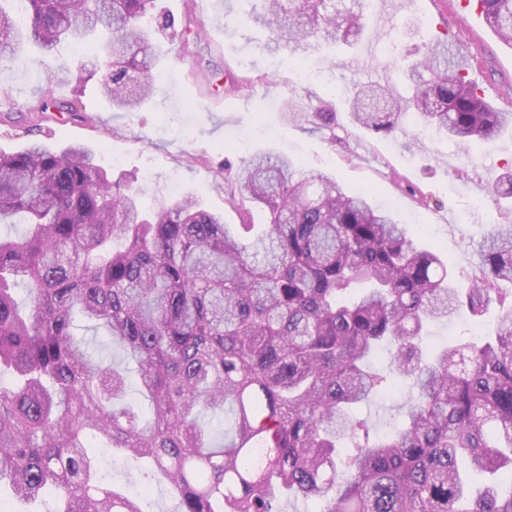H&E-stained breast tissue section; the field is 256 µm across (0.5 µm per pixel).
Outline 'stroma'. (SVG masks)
Masks as SVG:
<instances>
[{
  "mask_svg": "<svg viewBox=\"0 0 512 512\" xmlns=\"http://www.w3.org/2000/svg\"><path fill=\"white\" fill-rule=\"evenodd\" d=\"M256 0H196V21L204 31L182 54L180 41H158L166 78L136 112L113 109L96 80L81 81L89 55L64 44L44 53L27 48L22 61L0 70V149L12 151L32 140L53 147L80 143L115 178L133 176L145 208L173 195L194 194L227 223L237 214L224 197L223 164L239 166L258 152L288 155L305 172H328L349 191H369L390 203L409 225L418 245L440 252L459 284L480 264L484 236L512 224V200L492 195L487 185L512 170V131L464 150L446 135H421L413 112L389 134L354 124L350 105L360 85L381 81L408 94L398 59L417 45L448 38L467 52L469 74L497 109L512 112V47L502 43L482 16L459 8V0H369L362 37L351 48L316 42L305 66L273 43L261 26L245 21ZM59 102L80 100L97 119L88 125L65 112L36 120L28 112L42 93ZM304 111L329 104L333 131L290 121L286 101ZM337 145H330L329 135ZM419 188L425 203L404 194L401 181ZM501 311L492 307L480 322L462 316L434 321L423 339L426 349L492 327ZM415 391L399 382L392 392L362 407L377 433L399 419Z\"/></svg>",
  "mask_w": 512,
  "mask_h": 512,
  "instance_id": "obj_1",
  "label": "stroma"
}]
</instances>
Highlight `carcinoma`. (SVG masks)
Listing matches in <instances>:
<instances>
[{"label": "carcinoma", "mask_w": 512, "mask_h": 512, "mask_svg": "<svg viewBox=\"0 0 512 512\" xmlns=\"http://www.w3.org/2000/svg\"><path fill=\"white\" fill-rule=\"evenodd\" d=\"M0 0V68L26 43L63 42L94 57L112 105L131 112L158 78L155 34L174 28L156 0H24L19 21ZM512 46V0H478ZM367 0H264L248 20L304 61L310 39L350 44ZM407 65L412 96L363 85L353 119L391 132L406 108L467 149L512 127L469 77L447 40ZM66 110L41 97L36 112ZM289 117L331 128L321 108ZM224 214L182 195L143 209L82 145L0 150V484L24 499L53 493L57 512H143L139 498L102 485L92 448L165 478L178 512H282L285 498L319 512H512V309L495 334L425 356L421 337L454 313L480 318L512 282V225L484 237L470 287L415 244L407 225L366 191L327 173L256 153L223 177ZM266 222L256 224L252 210ZM28 304L16 299L18 287ZM81 318L103 327L139 377L144 410L126 401L128 369L88 353ZM389 373L366 360L381 346ZM411 380L402 424L370 437L353 409ZM204 413L225 420L220 436ZM500 476L481 489L468 472Z\"/></svg>", "instance_id": "obj_1"}]
</instances>
